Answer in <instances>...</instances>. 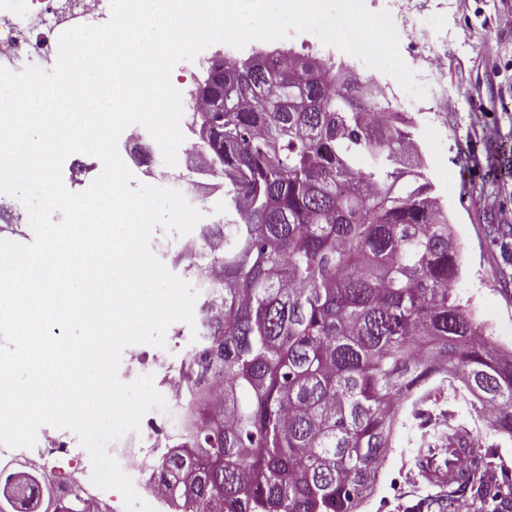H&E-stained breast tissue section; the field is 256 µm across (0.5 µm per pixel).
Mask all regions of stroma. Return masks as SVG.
I'll use <instances>...</instances> for the list:
<instances>
[{"mask_svg": "<svg viewBox=\"0 0 512 512\" xmlns=\"http://www.w3.org/2000/svg\"><path fill=\"white\" fill-rule=\"evenodd\" d=\"M498 0H455L454 24L458 40L449 41L437 69L443 86L457 96L454 110L436 113L440 167L450 184L435 194L448 214L460 246V274L454 284L462 304L482 322L488 334L512 351V246L490 245L487 227L512 213V29L496 24ZM253 41L237 49L220 44L205 49L194 60L179 62L171 82L189 96L203 78V65L214 51L244 59L259 51ZM121 158L138 182L164 188L179 187L205 221L221 217L214 211L218 196L213 177L202 175L193 183H179L187 169L201 167L190 142L178 149L176 165H166L150 135L140 140L119 139ZM482 447L491 448L495 465L488 477L512 485V440L497 435L488 425L473 433ZM419 434L399 429L389 448L364 512H413L422 498H437L440 484L425 479L416 467Z\"/></svg>", "mask_w": 512, "mask_h": 512, "instance_id": "1", "label": "stroma"}]
</instances>
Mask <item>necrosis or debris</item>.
<instances>
[{"instance_id":"necrosis-or-debris-1","label":"necrosis or debris","mask_w":512,"mask_h":512,"mask_svg":"<svg viewBox=\"0 0 512 512\" xmlns=\"http://www.w3.org/2000/svg\"><path fill=\"white\" fill-rule=\"evenodd\" d=\"M27 15L15 16L7 6H0V66L18 72L27 62L52 63L58 59L59 37L65 30L80 24H97L105 15V0H30ZM373 12L389 10L399 37L411 39L410 51L416 62L417 80L427 88L424 100L408 96L403 90L394 89L392 82L380 81L367 75L366 65L353 56H346L350 72L357 78H368L370 92L379 98H395L403 118L412 119L422 103L435 99L450 101V94H437L432 77L434 64L442 54L448 36L432 33L420 26L421 16L414 13L411 0H365ZM189 352H182L179 363H172L169 355L147 349L134 350L129 359V369L135 375L152 376L155 388L164 396L165 412L150 410L140 423L139 430L130 431L112 441L108 452L129 475L134 487L146 503L169 508L173 497L164 491L152 463L161 449L170 448L184 414L186 393L182 374L187 370ZM4 460L24 459L36 465L48 480L66 476L68 467L81 463L77 482L89 498L92 512H125L123 498L118 491H105L90 480L91 462L85 449L72 445L71 438L60 434L32 448H0Z\"/></svg>"}]
</instances>
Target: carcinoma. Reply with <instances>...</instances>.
Returning a JSON list of instances; mask_svg holds the SVG:
<instances>
[{
    "instance_id": "carcinoma-1",
    "label": "carcinoma",
    "mask_w": 512,
    "mask_h": 512,
    "mask_svg": "<svg viewBox=\"0 0 512 512\" xmlns=\"http://www.w3.org/2000/svg\"><path fill=\"white\" fill-rule=\"evenodd\" d=\"M187 129L222 180L231 218L210 225L223 247L197 248L204 282L190 423L157 459L184 512H359L397 428L420 432L448 469L437 505L470 499L512 512L487 482L490 455L470 437L512 440V353L486 335L453 284L459 249L410 127L336 64L293 53L224 58ZM448 386V428L423 408ZM411 400L410 417L403 413ZM465 405L469 418L458 421ZM24 464L0 465V512H90Z\"/></svg>"
}]
</instances>
